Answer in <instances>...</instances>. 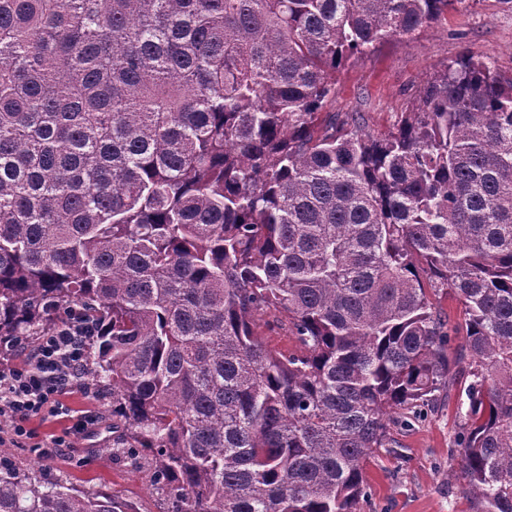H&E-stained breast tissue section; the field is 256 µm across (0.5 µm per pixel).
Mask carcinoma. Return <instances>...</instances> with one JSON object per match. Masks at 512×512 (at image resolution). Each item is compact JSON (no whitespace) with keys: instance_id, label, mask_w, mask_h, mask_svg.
Wrapping results in <instances>:
<instances>
[{"instance_id":"carcinoma-1","label":"carcinoma","mask_w":512,"mask_h":512,"mask_svg":"<svg viewBox=\"0 0 512 512\" xmlns=\"http://www.w3.org/2000/svg\"><path fill=\"white\" fill-rule=\"evenodd\" d=\"M453 2L0 0V353L93 321L168 512H356L453 389L471 512H512V77L464 55L384 137L327 111ZM0 512L135 510L0 461ZM256 331L265 345L274 351H288L296 346V342L289 335L288 328L279 326L274 321V316L264 315L256 320Z\"/></svg>"}]
</instances>
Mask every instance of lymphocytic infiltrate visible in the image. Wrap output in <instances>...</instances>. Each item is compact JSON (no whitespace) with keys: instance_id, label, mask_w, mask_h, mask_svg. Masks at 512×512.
I'll return each instance as SVG.
<instances>
[{"instance_id":"obj_1","label":"lymphocytic infiltrate","mask_w":512,"mask_h":512,"mask_svg":"<svg viewBox=\"0 0 512 512\" xmlns=\"http://www.w3.org/2000/svg\"><path fill=\"white\" fill-rule=\"evenodd\" d=\"M95 334L93 323L76 321L58 333L39 337L27 365L0 366V446L17 444L26 433V422L40 415L72 419L77 434L98 425V415L73 413L63 401L64 396L83 388L80 371Z\"/></svg>"}]
</instances>
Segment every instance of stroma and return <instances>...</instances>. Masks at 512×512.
I'll return each mask as SVG.
<instances>
[{"label":"stroma","mask_w":512,"mask_h":512,"mask_svg":"<svg viewBox=\"0 0 512 512\" xmlns=\"http://www.w3.org/2000/svg\"><path fill=\"white\" fill-rule=\"evenodd\" d=\"M486 61L502 77H512V0H455L447 13L410 37L386 38L366 55L351 58L334 77L335 112L363 113L375 135L396 128L423 81L463 55ZM75 410L101 413L93 432L72 438L71 445L48 465L50 479L87 491L108 489L135 512H166L163 495L149 482L146 462L103 457L112 445V401L95 390L67 396ZM65 418L36 417L24 443L0 446V457L19 471L43 462L39 445L65 435ZM456 430V401H442L410 430L393 429V449H380L364 464L371 494L357 512H470L463 484L448 459Z\"/></svg>","instance_id":"1"}]
</instances>
